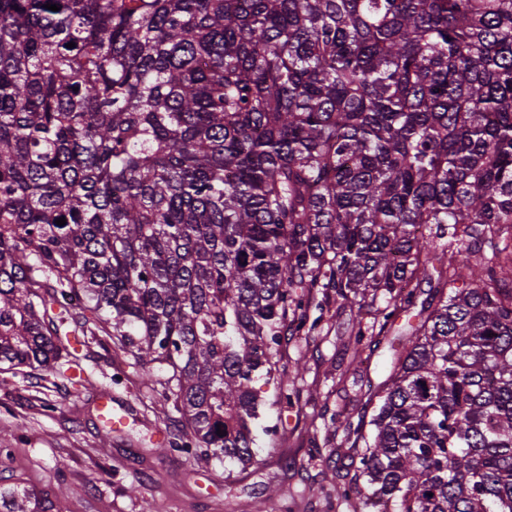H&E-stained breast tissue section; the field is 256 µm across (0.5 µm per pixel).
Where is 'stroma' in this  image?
<instances>
[{
  "mask_svg": "<svg viewBox=\"0 0 512 512\" xmlns=\"http://www.w3.org/2000/svg\"><path fill=\"white\" fill-rule=\"evenodd\" d=\"M338 322L313 336H292L280 363L300 392L291 406L276 403L264 387L261 423L276 435H259L257 463L243 470L217 460L186 461L156 452L159 438L178 434L184 420L167 400L157 370L156 384L144 385L131 355L103 332L69 343L70 358L50 369L15 375L0 371V445L13 450L9 468L0 467V487L23 481L59 496L66 512H234L238 503L257 499L261 512H280L288 499L292 512H356L357 501L337 500V476L349 475L352 439L344 429L325 430L324 409L359 405L361 383L382 382L391 352L381 344L362 362L346 344L349 307L331 302ZM303 370H295L297 359ZM86 386L75 385L76 377ZM121 406L127 423L112 444L100 445V395ZM57 406L45 414L44 402Z\"/></svg>",
  "mask_w": 512,
  "mask_h": 512,
  "instance_id": "35a3bbf8",
  "label": "stroma"
}]
</instances>
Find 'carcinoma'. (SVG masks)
<instances>
[{
  "instance_id": "1",
  "label": "carcinoma",
  "mask_w": 512,
  "mask_h": 512,
  "mask_svg": "<svg viewBox=\"0 0 512 512\" xmlns=\"http://www.w3.org/2000/svg\"><path fill=\"white\" fill-rule=\"evenodd\" d=\"M333 298L392 351L336 499L512 512V0H0V366L93 324L246 468Z\"/></svg>"
}]
</instances>
